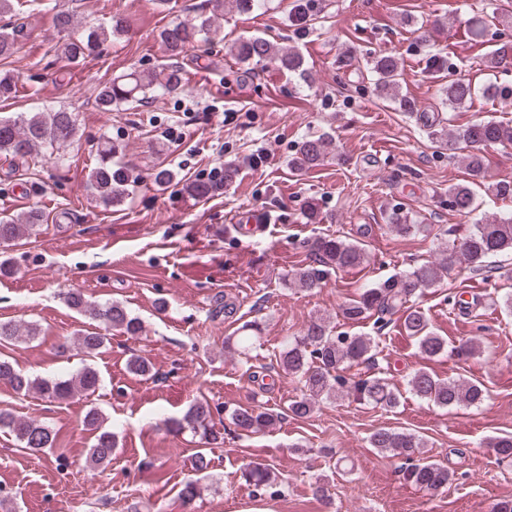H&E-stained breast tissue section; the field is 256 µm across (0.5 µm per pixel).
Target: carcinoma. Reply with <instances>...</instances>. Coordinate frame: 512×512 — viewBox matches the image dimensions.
<instances>
[{"instance_id": "obj_1", "label": "carcinoma", "mask_w": 512, "mask_h": 512, "mask_svg": "<svg viewBox=\"0 0 512 512\" xmlns=\"http://www.w3.org/2000/svg\"><path fill=\"white\" fill-rule=\"evenodd\" d=\"M207 9L194 18L179 20L165 27L160 39L166 48L170 63L160 71L132 70L104 84L97 102L104 112L121 106L141 103L158 96L175 94L183 87L184 69L180 59L198 42L211 43L218 36V20L224 19L226 4L242 13L259 9L264 0H206ZM316 0H294L291 22L303 29L312 27L315 20ZM44 10L52 12V23L61 32L68 34L60 48V55L71 63L102 53L112 44V38L125 33V21L119 16L101 22L75 36L79 28L77 15L68 10L58 9L49 3ZM21 27L5 24L0 27V56L15 53ZM229 52L246 66L272 65L279 71L306 78L304 58L294 46L278 45L270 40L251 36L234 42ZM374 76L373 93L398 105L402 112L413 114L415 104L401 93V64L391 54H380L366 60ZM487 67L506 71L512 68V39L497 44L487 57ZM484 92L500 103L512 105V82L492 83L479 90L464 76L448 74V81L440 86L442 104L450 109H459L474 100L477 93ZM428 139L439 148H448L451 153L463 149L462 160L469 179L448 187V208L465 220H474L462 235L454 228L448 234L454 236L448 248L441 251L439 258L417 264L407 271L396 273L371 288L364 289L357 297L342 305L343 317L352 322L375 318V323L384 322L388 315L401 314L406 336L417 345L422 357L432 359L443 354L472 356L478 345L471 339L459 347H449L447 340L437 334L421 308L413 305V298L428 288L440 283L442 278L457 264L465 262L472 271L488 269L485 259L502 253L512 254V213L496 216L485 221L473 219L476 211L475 188L486 185V190L495 197L512 198V182L485 184L484 160L481 148L490 145L512 144V121L480 120L454 131L426 126ZM76 136V118L68 110H42L25 112L15 118L0 117V153L13 160L26 162L42 147L56 152L66 149ZM332 146L327 133L310 134L296 145L291 158L292 168L306 173L323 164ZM139 176L130 170L112 164V141L105 142L96 166L89 174V183L98 198L106 205L122 203L130 194V188L138 183ZM392 231L401 236L412 235L426 230L423 224H412L408 215L394 208L388 216ZM40 223V215L29 212L18 222L0 219V244L7 245L23 233L30 232ZM316 259L298 267L289 274L290 281L300 288L312 290L321 287L328 276L339 270L357 268L368 262L369 256L363 244L349 242L338 236H320L310 244ZM67 301L78 311L98 322V330L84 332L75 337L74 346L90 357L99 352L108 341L112 330L136 336L142 331L141 320L119 302L95 304L85 301L80 294H71ZM33 325L22 329L10 322H0V341L15 340L22 336L37 335ZM378 336L337 331L322 319L312 321L304 335L288 341L279 354L278 365L289 375L303 383V393L287 408L288 415L303 418L310 414L315 405L343 393L351 394L358 401L392 409L399 404L400 391L386 378L375 374L367 377L349 376L347 372L363 364H375L379 348ZM0 383L10 386L17 393L35 391L52 402L65 400L78 391H91L99 384L96 369L86 366L71 378H33L19 370L7 360L0 358ZM407 387L414 396L434 403L438 407L452 408L461 405L478 406L485 400V390L478 382L456 379H441L425 370L414 371L407 380ZM279 415L256 407H238L232 410L230 419L235 430L254 433L275 424ZM85 425L96 432L95 443L90 448V457L96 463L112 459L117 448L116 435L102 430L103 416L96 410L89 411ZM177 430L186 429L209 444L224 442V434L215 430L212 423V408L208 402L197 401L189 407L182 418L174 421ZM0 429L12 432L22 448L41 454L54 447L55 433L43 422L36 419H20L12 413L0 410ZM372 447L389 451L405 459L402 479L420 490L432 492L448 486L451 474L445 466L420 457L424 440L413 433L380 428L369 437ZM242 476L254 491L268 490L276 486V479L264 464H248Z\"/></svg>"}]
</instances>
